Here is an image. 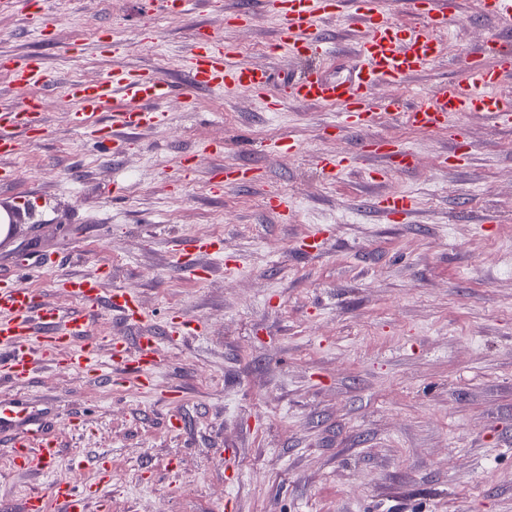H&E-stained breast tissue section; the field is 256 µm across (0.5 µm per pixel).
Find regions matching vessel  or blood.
Instances as JSON below:
<instances>
[{"instance_id":"obj_1","label":"vessel or blood","mask_w":512,"mask_h":512,"mask_svg":"<svg viewBox=\"0 0 512 512\" xmlns=\"http://www.w3.org/2000/svg\"><path fill=\"white\" fill-rule=\"evenodd\" d=\"M407 3L412 12L422 14L425 25H398L380 0H257L260 11L278 21L271 57L290 56L311 63L282 94L272 92L268 67L235 60L232 48L214 32L208 33L205 48L186 59L184 67L195 88L245 92L259 98L269 112L279 111L288 100L319 105L334 110L340 129L368 125L381 110L398 115L403 125L422 132H456L459 117L467 113L480 114L512 130V99L497 92L504 81L512 79V50L504 45L505 39L512 37V0H477L476 9L493 23L494 30L477 47L463 53L462 77L440 82L406 110L396 98L375 100L378 88L405 85L439 60L443 43L436 32L455 19V0ZM337 15L358 22L362 37L350 55L348 74L329 79L316 64L336 55L337 50L324 37L320 24ZM13 79L21 88L43 83L41 60L28 58L14 70ZM63 92L73 105L70 122L75 129L94 138L112 137L114 146L119 147L141 128L162 121L157 104L171 96L172 85L155 69L121 68L100 82L66 83ZM112 103L118 106L112 124L102 126L99 116ZM45 122L39 101L22 108L0 102V156L13 155L20 139L43 129ZM361 157H378L390 167L406 171L413 166L415 153L395 141L374 140L358 144L355 152L344 156L324 155L319 167L326 178L334 179ZM377 208L385 217L404 219L413 214L416 204L412 196L393 193L379 196ZM223 252V241L194 239L184 244L178 270L203 277L206 270L196 263V255ZM35 271L33 264H19L6 285L0 286V378L28 381L38 365L48 363L107 382L112 378L113 363L118 362L135 375L141 387H150L153 372L163 360L154 338L141 342V352L133 360L127 358L122 340L110 339L112 357L107 360L91 334L95 309L101 305L131 320L143 318L136 296L120 288L105 291L99 279L64 280L62 289L83 303L77 311L39 301L27 286ZM0 445L10 448L13 464L27 472H47L60 453L55 440L36 427L33 414L17 399H0ZM106 482L103 474L92 482L53 479L43 491L26 498L24 512H89Z\"/></svg>"}]
</instances>
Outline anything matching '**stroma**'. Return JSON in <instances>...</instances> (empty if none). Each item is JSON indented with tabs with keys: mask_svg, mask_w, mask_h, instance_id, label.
<instances>
[{
	"mask_svg": "<svg viewBox=\"0 0 512 512\" xmlns=\"http://www.w3.org/2000/svg\"><path fill=\"white\" fill-rule=\"evenodd\" d=\"M186 15L145 0H50L20 11L0 0V58L40 57L45 84L17 89L0 68V99L36 98L41 141L0 158V209H16L0 240V277L53 257L31 279L43 300L73 275L104 277L136 294L133 325L100 311L94 333L163 336L150 389L116 373L102 382L45 366L34 381L0 382L44 412L60 455L56 475L109 469L99 512H512V131L461 116L465 166L442 164L454 146L377 114L361 131L329 134L334 114L285 103L266 112L252 95L194 89L182 59L196 30L214 29L240 60L264 64L276 24L255 14L226 22L239 0ZM441 59L403 97L457 76L459 56L492 33L472 0H457ZM113 33L126 53L107 54ZM151 65L174 81L161 125L118 151L69 125L67 81ZM414 145L407 172L361 158L336 180L318 158L354 152L360 138ZM217 145L197 157L198 148ZM253 165L262 178L217 189L216 168ZM405 192L415 213L391 223L381 193ZM296 203L288 222L271 197ZM326 232L321 251L299 245ZM221 238L198 281L176 270L180 245ZM199 331L166 335L171 317ZM47 477L16 469L0 446V512H21Z\"/></svg>",
	"mask_w": 512,
	"mask_h": 512,
	"instance_id": "stroma-1",
	"label": "stroma"
}]
</instances>
